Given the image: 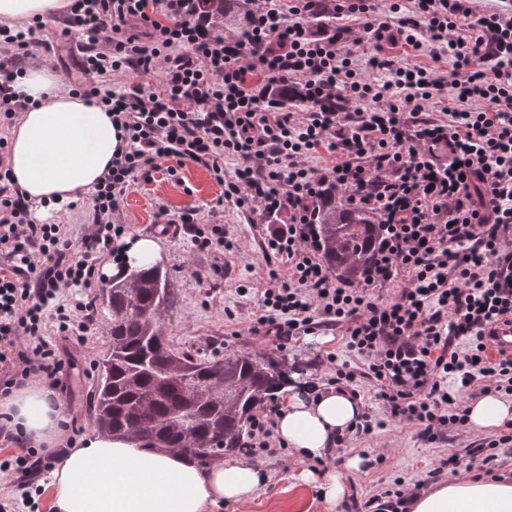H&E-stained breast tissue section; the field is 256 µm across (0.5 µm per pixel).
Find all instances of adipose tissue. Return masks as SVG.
Instances as JSON below:
<instances>
[{
  "label": "adipose tissue",
  "instance_id": "ef3b65f1",
  "mask_svg": "<svg viewBox=\"0 0 512 512\" xmlns=\"http://www.w3.org/2000/svg\"><path fill=\"white\" fill-rule=\"evenodd\" d=\"M69 0H0V22L17 27L64 14ZM51 60L28 69L16 89L30 105L9 133L8 165L28 200L55 206L92 189L122 144L106 107L56 89ZM361 413L359 401L328 388L292 393L276 421L284 446L304 458L324 455L334 436ZM0 414L27 439L52 453L64 420L60 401L33 383L0 399ZM512 422V400L487 394L468 405L466 424L484 433ZM267 477L253 464L231 460L201 466L180 452L149 449L96 430L59 460L50 485L57 512H205L210 505L249 504ZM411 512H512V480L449 473L447 480L414 495Z\"/></svg>",
  "mask_w": 512,
  "mask_h": 512
}]
</instances>
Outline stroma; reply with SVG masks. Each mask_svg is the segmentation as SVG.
<instances>
[{
  "instance_id": "35a3bbf8",
  "label": "stroma",
  "mask_w": 512,
  "mask_h": 512,
  "mask_svg": "<svg viewBox=\"0 0 512 512\" xmlns=\"http://www.w3.org/2000/svg\"><path fill=\"white\" fill-rule=\"evenodd\" d=\"M43 46L29 59V67H38L51 59L59 75L76 72L85 42L80 27H63L61 21L47 23ZM224 188L208 169L189 162L176 175L154 173L150 181H137L126 192L115 223L126 225L130 236L159 238L162 245L160 266L173 288L170 307L162 321L169 345L178 351H191L220 359L229 352L266 353L282 358L288 376L307 388H325L332 375L331 363L347 364L356 375L363 411L378 420L377 428L367 435L345 433L341 451L326 454L319 471L344 472L348 494L332 512H371L370 499L389 488H400L411 495L433 484L430 470L439 460L458 455V468L470 466L464 451L482 443V436L467 427L444 428L435 439H428L416 423L389 416L377 386L368 377L367 361L351 352L339 327L319 328L309 335L293 337L280 349L247 329L260 311L261 293L266 285L267 265L262 249L266 222L253 218L244 208L223 202ZM194 210L209 224L224 227V245L208 251L198 250L186 233L161 234V212L177 214ZM46 339L63 349L67 366L57 394L67 417L78 433L94 427L93 392L97 362L109 347V323L103 312L83 342H67L55 329ZM354 455L367 457L361 471L346 468ZM225 459H248L267 475V481L247 509L233 503L210 506L207 512H331L314 486L298 483L301 470L310 468L289 449L274 457L243 456L241 450L225 452Z\"/></svg>"
}]
</instances>
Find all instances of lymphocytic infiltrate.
<instances>
[{"label":"lymphocytic infiltrate","mask_w":512,"mask_h":512,"mask_svg":"<svg viewBox=\"0 0 512 512\" xmlns=\"http://www.w3.org/2000/svg\"><path fill=\"white\" fill-rule=\"evenodd\" d=\"M410 2L409 14L392 0L382 16L374 0H327L340 21L330 33L311 30V0H247L248 39L230 42L199 0H72L71 20L89 38L77 63L87 94L126 140L91 191L92 220L76 244L63 224L33 220L5 162L1 131L26 107L12 84L44 24H1L14 55L0 67V396L35 379L58 385L64 363L46 328L83 341L99 261L127 230L112 217L127 189L168 160L206 166L236 207L288 217L263 240L270 264L250 334L284 343L318 316L342 325L391 417L429 438L464 424L472 389L511 396L512 356L490 360L484 333L512 317V0ZM350 14L358 23L342 24ZM444 57L455 66L448 78L433 66ZM117 73L130 80L119 94L109 82ZM282 87L301 90L306 112L283 111ZM435 107L443 121H420ZM322 148L330 163L309 166ZM331 188L384 229L357 285L318 257L316 205ZM398 277L390 301L372 298L371 287ZM72 287L81 290L73 303ZM448 378L456 393L445 391ZM0 439L15 448L0 472L31 503L47 461L5 418Z\"/></svg>","instance_id":"1"}]
</instances>
